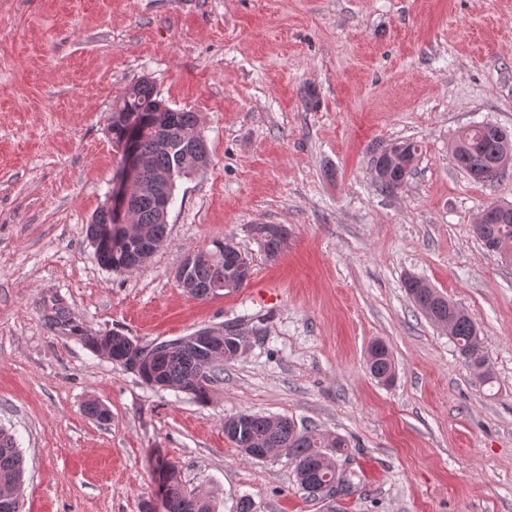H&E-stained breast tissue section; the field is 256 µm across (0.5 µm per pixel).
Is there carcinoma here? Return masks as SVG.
<instances>
[{
	"label": "carcinoma",
	"instance_id": "obj_1",
	"mask_svg": "<svg viewBox=\"0 0 512 512\" xmlns=\"http://www.w3.org/2000/svg\"><path fill=\"white\" fill-rule=\"evenodd\" d=\"M196 113L174 109L159 99L153 84L144 79L129 86L121 101L110 113L109 131L117 145H122L127 130L134 127L140 134L141 154L148 165L139 171L134 193L138 196L134 211L136 223L119 224L117 218L102 209L87 226V234L100 239L98 263L113 271L126 267L131 255L139 254L141 263L153 256L142 250V238L148 237L159 246L167 233V216L159 211L154 192L166 189L157 183L165 174L177 180L210 164L205 141L197 131ZM450 151L457 165L474 181L493 183L512 164V135L492 123H475L459 131ZM421 148L415 141L392 143L373 159L383 178L376 179L385 191L405 186L420 159ZM257 240L266 256L280 255L288 239V231L277 224L257 225ZM472 231L486 250L495 252L498 245L512 241V221L488 214L472 225ZM253 274L249 258L235 245L224 240L212 241V247L196 252L185 278L179 283L189 296L207 300L239 290ZM403 288L409 299L431 321L450 327V338L464 364L485 381L492 379L487 368V354L470 316L424 280L408 276ZM148 347L140 346L127 336L112 335L108 354L112 361L124 365L141 362L138 376L149 383V373L158 372L171 388L192 395L199 401L209 398L211 387L221 380L228 359L208 358V349L199 343H188L178 349L162 351L146 363ZM371 375L388 384L395 375L393 357L387 345L376 340L368 355ZM224 434L246 455L267 453L285 455L304 495L313 500L341 499L356 491L352 473L336 469L335 456L348 451L345 439L337 436L325 440L305 428L300 429L286 416L239 413L224 421ZM156 468L168 482L166 512H215L211 500L183 484L178 466L164 457L155 458ZM24 460L14 434L0 426V512H23V501L15 490L24 481Z\"/></svg>",
	"mask_w": 512,
	"mask_h": 512
}]
</instances>
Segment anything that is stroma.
I'll use <instances>...</instances> for the list:
<instances>
[{"instance_id": "stroma-1", "label": "stroma", "mask_w": 512, "mask_h": 512, "mask_svg": "<svg viewBox=\"0 0 512 512\" xmlns=\"http://www.w3.org/2000/svg\"><path fill=\"white\" fill-rule=\"evenodd\" d=\"M142 79L197 113L211 164L177 180L151 261L116 273L86 226L122 157L108 117ZM482 122L512 133V0H0V425L26 512H165L157 454L218 512H512V262L472 233L512 204V166L477 183L448 150ZM402 139L420 160L388 193L372 159ZM255 224L286 227L276 259ZM215 239L253 275L197 300L175 272ZM409 275L472 318L493 383L410 302ZM222 324L249 344L206 402L83 341ZM376 340L388 385L367 369ZM240 412L349 439L357 492L306 499L286 456L228 441ZM371 346L372 349L368 355L371 375L381 383L388 384L392 382L395 375V365L389 348L381 340L374 341Z\"/></svg>"}]
</instances>
